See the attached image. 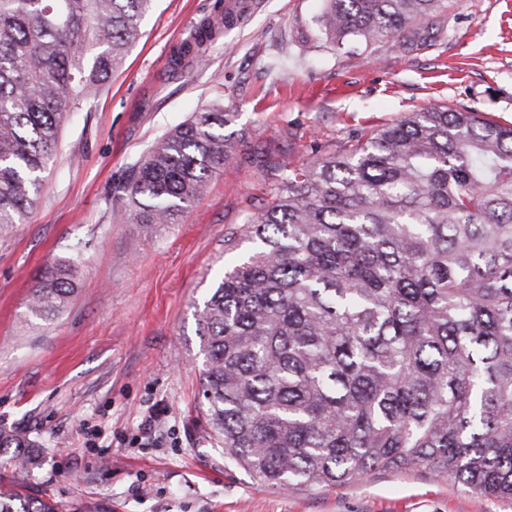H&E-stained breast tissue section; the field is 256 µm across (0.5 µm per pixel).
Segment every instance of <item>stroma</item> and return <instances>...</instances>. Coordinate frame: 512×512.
<instances>
[{"label":"stroma","mask_w":512,"mask_h":512,"mask_svg":"<svg viewBox=\"0 0 512 512\" xmlns=\"http://www.w3.org/2000/svg\"><path fill=\"white\" fill-rule=\"evenodd\" d=\"M155 0L143 35L60 131L40 201L0 226V430L37 447L28 471L0 463L60 512H512L422 470L375 472L332 489L249 477L205 429L194 317L248 219L271 201L275 166L441 104L512 122V0H450L441 45L374 60L316 48L322 0ZM219 35L181 67L202 20ZM239 144L179 223H134L119 187L165 132L214 102ZM69 262L61 313L27 301Z\"/></svg>","instance_id":"35a3bbf8"}]
</instances>
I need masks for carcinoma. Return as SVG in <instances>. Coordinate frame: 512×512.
Returning <instances> with one entry per match:
<instances>
[{
	"mask_svg": "<svg viewBox=\"0 0 512 512\" xmlns=\"http://www.w3.org/2000/svg\"><path fill=\"white\" fill-rule=\"evenodd\" d=\"M154 0H0V224L37 206L58 134L128 54ZM447 0H325L335 48L436 47ZM213 36L202 23L186 57ZM215 103L154 142L123 185L137 224H175L233 153ZM248 251L196 308L207 426L277 487L424 469L512 499V124L434 105L295 167ZM74 292L47 268L28 310ZM26 470L34 445L0 431ZM0 512H59L18 486Z\"/></svg>",
	"mask_w": 512,
	"mask_h": 512,
	"instance_id": "1",
	"label": "carcinoma"
}]
</instances>
